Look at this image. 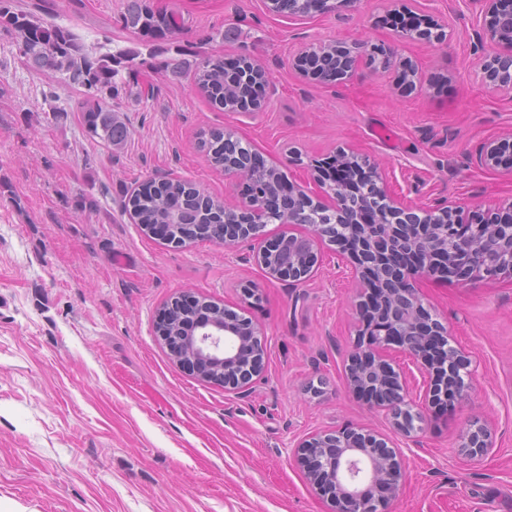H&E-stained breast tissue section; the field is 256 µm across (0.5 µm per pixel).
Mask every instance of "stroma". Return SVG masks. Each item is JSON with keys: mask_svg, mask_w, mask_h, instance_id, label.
Segmentation results:
<instances>
[{"mask_svg": "<svg viewBox=\"0 0 512 512\" xmlns=\"http://www.w3.org/2000/svg\"><path fill=\"white\" fill-rule=\"evenodd\" d=\"M125 2L16 0L72 27L87 49L130 55L117 79L135 78L144 95L116 99L129 135L112 149L86 135L81 88L28 68L0 35V512H330L304 480L297 441L387 427L343 388L355 292L334 249L291 288L265 277L249 245L164 244L132 223L123 200L166 176L236 202L198 145L201 131L224 128L291 181L353 147L412 204L512 201V177L475 162L481 143L512 129V99L481 81L474 0H418L447 17L442 47L392 42L394 0H333L298 19L265 0H153L184 23L156 45L123 28ZM333 41L391 42L421 81L402 91L365 66L329 85L302 81L300 46ZM199 52L261 63V108L217 110L165 67ZM247 285L259 299L243 296ZM182 292L263 326L268 368L247 397L198 381L158 341L157 311ZM424 292L477 369L455 414H434L417 441L398 439L406 476L392 510L512 512V285L452 279ZM474 417L492 425L495 447L467 463L460 436Z\"/></svg>", "mask_w": 512, "mask_h": 512, "instance_id": "35a3bbf8", "label": "stroma"}]
</instances>
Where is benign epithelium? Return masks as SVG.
Masks as SVG:
<instances>
[{
  "instance_id": "benign-epithelium-1",
  "label": "benign epithelium",
  "mask_w": 512,
  "mask_h": 512,
  "mask_svg": "<svg viewBox=\"0 0 512 512\" xmlns=\"http://www.w3.org/2000/svg\"><path fill=\"white\" fill-rule=\"evenodd\" d=\"M408 16L394 37L427 46L447 40L448 19L422 14L414 0H399ZM482 24L476 32L482 46L481 78L493 94L512 95V0H476ZM331 8L330 0H288L285 16L307 15ZM373 70L395 69V85L414 86L415 62L395 59L383 44H307L300 47L294 68L308 83L342 81L361 63ZM253 63L239 60L226 68L228 84H246L237 109L261 103L268 76ZM225 153L236 158L224 177L241 188L242 200L224 206V223L210 225L208 238L234 246L248 243L252 258L271 279L299 286L316 273L326 244L337 246L358 286L355 304L356 341L343 359V386L362 394L389 421L391 432L362 426L323 429L302 437L295 449L304 478L333 512H389L402 487L404 466L397 435L417 434L432 411L452 412L468 396L462 371L468 356L449 343L448 323L425 306L421 284L436 277L470 283L512 282V202L495 207H462L454 203L422 208L407 204L389 189L388 173L355 150H339L333 163L316 165L309 180L275 187L267 176L274 169L240 138L224 134ZM479 166L512 175V131L485 141ZM283 230L263 239L266 224ZM171 224H145L142 229L174 248L195 243L185 234L172 237ZM157 339L182 368L205 384L234 396L247 394L267 367V339L251 318L224 305L189 294L165 302L154 323ZM408 357L422 378L419 401L411 396L403 367L392 354ZM494 448L490 427L470 421L460 444L466 462Z\"/></svg>"
}]
</instances>
